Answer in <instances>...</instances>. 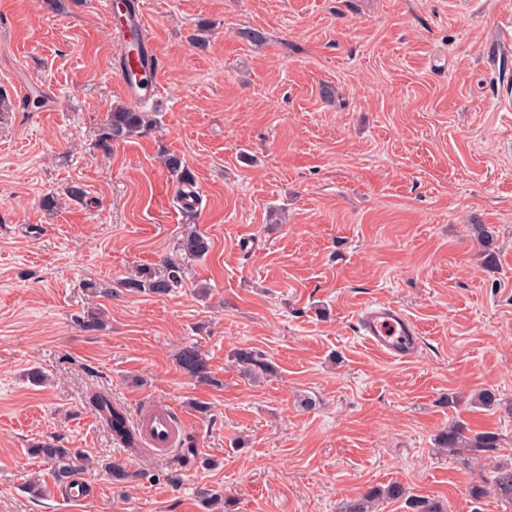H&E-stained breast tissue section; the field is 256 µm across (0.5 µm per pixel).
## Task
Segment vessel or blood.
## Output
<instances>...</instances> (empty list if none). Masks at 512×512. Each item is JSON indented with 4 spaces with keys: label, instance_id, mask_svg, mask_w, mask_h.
Returning a JSON list of instances; mask_svg holds the SVG:
<instances>
[{
    "label": "vessel or blood",
    "instance_id": "b4317fda",
    "mask_svg": "<svg viewBox=\"0 0 512 512\" xmlns=\"http://www.w3.org/2000/svg\"><path fill=\"white\" fill-rule=\"evenodd\" d=\"M146 24L142 11L126 16L123 23L113 28L112 34L120 49L117 53L119 74L129 72L130 58L128 39L131 33H145ZM151 82L146 86L123 82L124 94L130 102L139 103L158 92L157 68H150ZM360 335L383 357L390 360H408L414 357L419 345V331L413 319L397 306L372 303L362 308L356 318ZM136 446L151 451L156 456L168 457L176 448L182 447L185 424L175 411L165 404L142 406L131 423Z\"/></svg>",
    "mask_w": 512,
    "mask_h": 512
}]
</instances>
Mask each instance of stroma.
<instances>
[{"instance_id": "35a3bbf8", "label": "stroma", "mask_w": 512, "mask_h": 512, "mask_svg": "<svg viewBox=\"0 0 512 512\" xmlns=\"http://www.w3.org/2000/svg\"><path fill=\"white\" fill-rule=\"evenodd\" d=\"M144 3L161 123L105 149L124 96L103 0H0V512H206L202 487L230 512H340L392 481L445 512H512L470 494L512 464V54L493 50L512 0ZM21 83L40 105L12 95ZM167 153L193 175V212ZM191 231L203 258L178 249ZM166 258L180 288L117 290ZM371 302L416 321L413 359L357 334ZM90 310L103 329L80 328ZM187 348L209 380L181 369ZM240 350L270 373L244 375ZM93 390L130 415L148 398L184 415L196 461L179 485L168 459L113 439ZM483 390L495 409L474 404ZM455 421L498 448L439 452ZM47 439L92 457L87 500L51 493L28 453ZM103 459L143 477L114 484ZM34 476L43 497L24 489Z\"/></svg>"}]
</instances>
